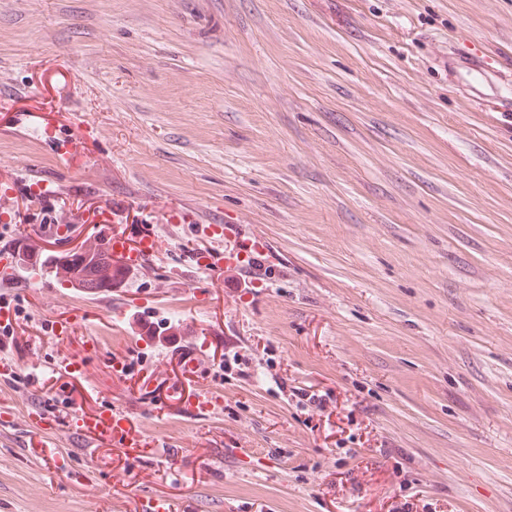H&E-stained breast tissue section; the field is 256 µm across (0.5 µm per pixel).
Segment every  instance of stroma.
<instances>
[{
  "instance_id": "35a3bbf8",
  "label": "stroma",
  "mask_w": 512,
  "mask_h": 512,
  "mask_svg": "<svg viewBox=\"0 0 512 512\" xmlns=\"http://www.w3.org/2000/svg\"><path fill=\"white\" fill-rule=\"evenodd\" d=\"M96 210L158 249L109 288L0 278L39 326L0 350V512H512V0H0V256ZM192 353L204 414L169 395ZM108 407L155 459L69 425Z\"/></svg>"
}]
</instances>
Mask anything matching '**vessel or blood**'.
Returning a JSON list of instances; mask_svg holds the SVG:
<instances>
[{"label":"vessel or blood","instance_id":"vessel-or-blood-1","mask_svg":"<svg viewBox=\"0 0 512 512\" xmlns=\"http://www.w3.org/2000/svg\"><path fill=\"white\" fill-rule=\"evenodd\" d=\"M99 229L104 247L120 259L126 268L137 267L145 256L155 250L156 241L151 235H141L137 245L132 246L128 244L126 236L119 233L112 224L101 223ZM73 428L79 434L111 441L113 446L126 449L136 458L152 455L155 447L149 435L126 412L117 409L77 415Z\"/></svg>","mask_w":512,"mask_h":512}]
</instances>
